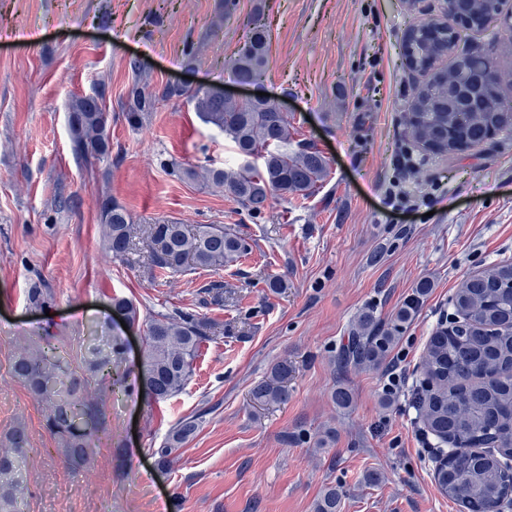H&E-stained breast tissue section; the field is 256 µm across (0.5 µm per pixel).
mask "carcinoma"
I'll return each instance as SVG.
<instances>
[{
    "label": "carcinoma",
    "mask_w": 512,
    "mask_h": 512,
    "mask_svg": "<svg viewBox=\"0 0 512 512\" xmlns=\"http://www.w3.org/2000/svg\"><path fill=\"white\" fill-rule=\"evenodd\" d=\"M457 17L454 27L430 20L410 27L403 39L411 71L427 77L403 123L408 136L423 150L452 156L462 146H478L495 129H512V103L501 95L503 75L493 59L470 53L465 44L485 29L490 18L502 14L501 0H450ZM270 37L258 18L249 35L227 63L238 81L262 77ZM452 59L451 69L440 66ZM134 82L118 103L132 130L142 127L161 105L191 104L199 118L235 146L241 164L207 170L202 178L224 190L248 213L263 212L267 201L314 196L327 178L329 163L316 144L300 137L288 113L271 101L255 97L245 106L218 87L191 88L142 79V63L132 58ZM457 82L448 88V71ZM73 154L96 168L112 164V104L88 95L75 96L68 106ZM167 173L193 180L197 173L168 160ZM104 248L116 260L133 251L137 230L131 214L109 195L97 201ZM152 243L148 270L167 276L191 270L217 272L236 265L252 250L250 238L222 224H198L192 229L177 221L144 225ZM433 288L421 280L413 297L405 300L382 325L374 312L360 314L352 325L345 363L381 367L397 336L417 316ZM453 306L459 319L451 328L433 331L422 362L423 379L415 406L424 428L449 445L438 458L434 479L439 492L468 512H499L512 501V261L495 266L492 276H469L455 291ZM130 327L139 326L140 312L129 298H112ZM217 324L191 312L158 314L146 324L144 350L136 371L127 368L122 338L95 324L83 337L80 361L64 349L61 337L46 330L20 349L12 372L43 408V426L53 436L62 458L63 474L89 464L96 441L104 432L103 395L115 387L147 402L167 400L191 380L200 347L212 339ZM288 361L277 363L251 392L261 404L288 400ZM205 413L180 421L165 441L151 449L165 468L180 445L193 437ZM0 452V512H20L26 484L19 482V460L29 447L22 425L6 436ZM341 494L326 488L316 512H340Z\"/></svg>",
    "instance_id": "cac0c4a2"
}]
</instances>
